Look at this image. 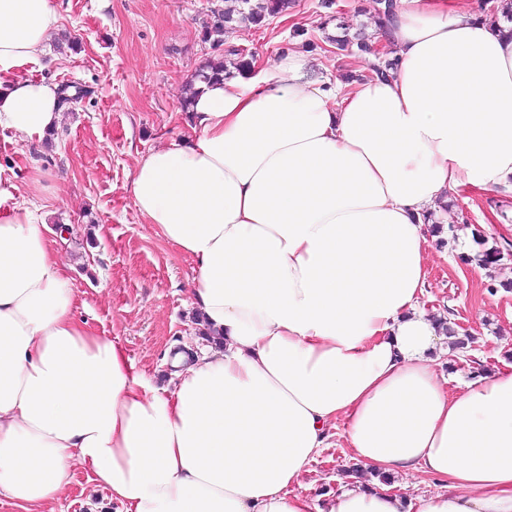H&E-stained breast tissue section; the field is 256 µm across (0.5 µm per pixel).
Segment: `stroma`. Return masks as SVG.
Returning a JSON list of instances; mask_svg holds the SVG:
<instances>
[{
	"instance_id": "stroma-1",
	"label": "stroma",
	"mask_w": 512,
	"mask_h": 512,
	"mask_svg": "<svg viewBox=\"0 0 512 512\" xmlns=\"http://www.w3.org/2000/svg\"><path fill=\"white\" fill-rule=\"evenodd\" d=\"M296 0L288 14L263 27L238 28L224 36L225 48H244L260 60L288 49L310 51L309 76L343 79L363 73L358 51L340 52L343 32L369 31L372 0ZM58 33L76 48L49 41L35 77L57 86L89 90L64 104L51 138L31 147L24 137L0 130V178L11 180L43 215L46 233L68 266L78 320L98 336L118 340L138 371L156 384L169 383V359L199 354L210 340L191 293L195 267L158 238L136 210L131 174L150 149L180 136L190 121L180 109L186 86L211 54L202 28L224 0H52ZM305 37H297V30ZM42 188L30 193L34 170ZM471 249L496 247L499 266L477 268L464 261L460 242ZM430 275L425 309L448 317L463 349L449 347L438 370L459 388L476 374L512 363V186L455 198L448 227L428 248ZM361 481L386 488L404 502L442 491L441 480L418 472L382 484L360 468L341 434H333L296 493L312 512H329L342 487ZM57 512H118L109 491L87 469L71 473Z\"/></svg>"
}]
</instances>
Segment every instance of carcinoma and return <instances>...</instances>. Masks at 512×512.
<instances>
[{
	"label": "carcinoma",
	"instance_id": "carcinoma-1",
	"mask_svg": "<svg viewBox=\"0 0 512 512\" xmlns=\"http://www.w3.org/2000/svg\"><path fill=\"white\" fill-rule=\"evenodd\" d=\"M222 9L211 11L210 20L202 31V40L210 44L212 54L196 71L194 80L211 82L230 73V69L245 73L252 68L254 54L240 48L228 52L222 49L224 31L237 26H262L271 17L283 15L295 0H224ZM394 0H376V29H384L385 22L394 10Z\"/></svg>",
	"mask_w": 512,
	"mask_h": 512
}]
</instances>
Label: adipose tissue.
Segmentation results:
<instances>
[{"instance_id": "adipose-tissue-1", "label": "adipose tissue", "mask_w": 512, "mask_h": 512, "mask_svg": "<svg viewBox=\"0 0 512 512\" xmlns=\"http://www.w3.org/2000/svg\"><path fill=\"white\" fill-rule=\"evenodd\" d=\"M51 0H0V129L61 116L30 77ZM396 66L345 84L295 52L201 84L190 131L132 173L133 204L197 271L219 348L173 386L73 315L66 264L0 181V501L56 512L71 469L119 512H311L293 485L343 424L358 463L445 491L416 512H512V364L446 390L425 311L426 227L465 190L512 184V25L471 0H396ZM353 484L329 512H399Z\"/></svg>"}]
</instances>
